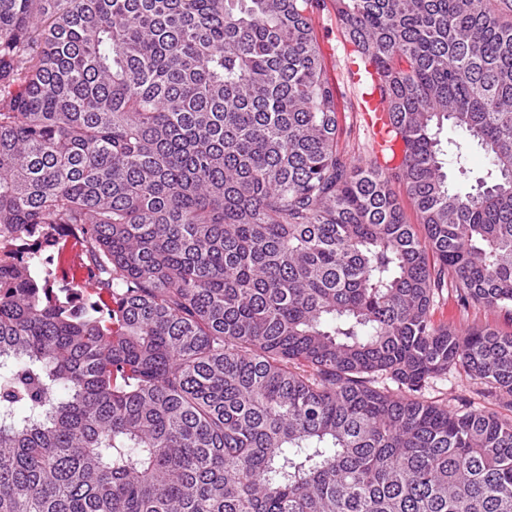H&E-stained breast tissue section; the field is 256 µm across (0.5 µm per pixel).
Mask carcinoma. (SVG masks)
Here are the masks:
<instances>
[{"instance_id":"carcinoma-1","label":"carcinoma","mask_w":512,"mask_h":512,"mask_svg":"<svg viewBox=\"0 0 512 512\" xmlns=\"http://www.w3.org/2000/svg\"><path fill=\"white\" fill-rule=\"evenodd\" d=\"M327 6L397 168L340 147ZM63 229L90 305L20 258ZM448 287L512 314V0H0V512H512V417L425 397L512 412ZM487 386L478 381L471 380L463 372L452 369L446 377L435 379L432 387L426 391L425 396L432 400L448 401L455 405L457 396H465L472 402V408L497 414H509L502 409L495 398L482 393Z\"/></svg>"}]
</instances>
